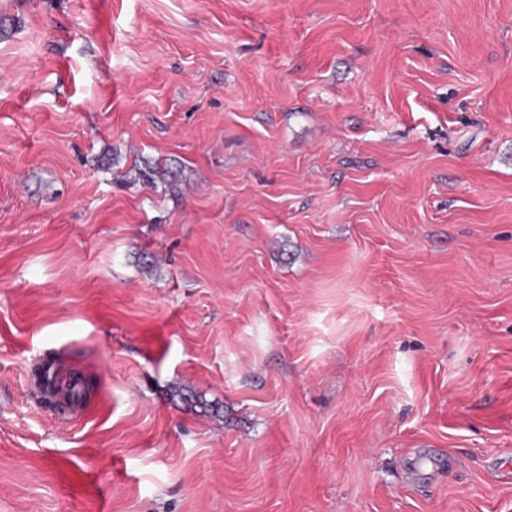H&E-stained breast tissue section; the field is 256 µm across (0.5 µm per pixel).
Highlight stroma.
Wrapping results in <instances>:
<instances>
[{"label":"stroma","mask_w":512,"mask_h":512,"mask_svg":"<svg viewBox=\"0 0 512 512\" xmlns=\"http://www.w3.org/2000/svg\"><path fill=\"white\" fill-rule=\"evenodd\" d=\"M508 449L512 0H0V512H512Z\"/></svg>","instance_id":"1"}]
</instances>
